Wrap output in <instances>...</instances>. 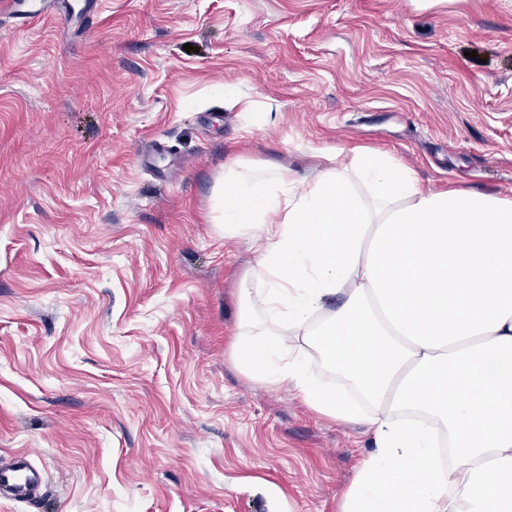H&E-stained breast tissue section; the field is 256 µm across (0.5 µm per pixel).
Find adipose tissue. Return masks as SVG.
<instances>
[{
  "instance_id": "ef3b65f1",
  "label": "adipose tissue",
  "mask_w": 512,
  "mask_h": 512,
  "mask_svg": "<svg viewBox=\"0 0 512 512\" xmlns=\"http://www.w3.org/2000/svg\"><path fill=\"white\" fill-rule=\"evenodd\" d=\"M217 194L225 236L260 240L234 362L373 435L342 512H512V199L359 148L312 179L231 168Z\"/></svg>"
}]
</instances>
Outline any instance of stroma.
Segmentation results:
<instances>
[{"label":"stroma","mask_w":512,"mask_h":512,"mask_svg":"<svg viewBox=\"0 0 512 512\" xmlns=\"http://www.w3.org/2000/svg\"><path fill=\"white\" fill-rule=\"evenodd\" d=\"M13 8L0 466L44 468L34 512H341L371 433L233 363L257 254L214 188L364 146L512 198V0H97L85 28Z\"/></svg>","instance_id":"stroma-1"}]
</instances>
